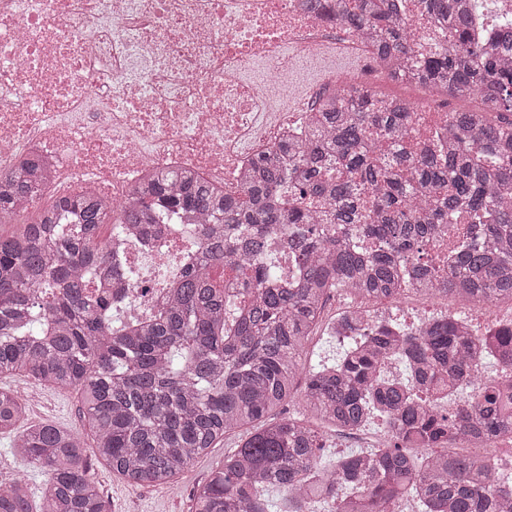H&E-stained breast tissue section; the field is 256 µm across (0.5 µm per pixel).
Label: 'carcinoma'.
Instances as JSON below:
<instances>
[{
    "instance_id": "1",
    "label": "carcinoma",
    "mask_w": 512,
    "mask_h": 512,
    "mask_svg": "<svg viewBox=\"0 0 512 512\" xmlns=\"http://www.w3.org/2000/svg\"><path fill=\"white\" fill-rule=\"evenodd\" d=\"M484 0H422L444 23L447 45L416 62L410 76L454 98L478 96L484 107L448 113L447 135L412 154L397 137L417 107H390L369 90L346 99L327 92L315 109L317 134L293 137L250 166L240 193H225L190 169L148 174L135 200L112 206L86 196L52 204L29 218L24 197L47 182L36 161L0 172V379L21 375L37 385L74 390L93 435L52 424L18 431L26 411L19 391L0 385V434L48 477L38 508L30 488H0V512H108L88 475L100 458L132 487L164 488L230 434L246 439L224 455L188 512H270L259 489H288L282 512H392L411 496L420 512H512V476L496 459L456 445L490 442L512 431V382L487 377L451 415L436 401L473 382L483 361L512 358V327L478 336L457 320L405 329L373 325L352 313L336 334L360 342L299 376L331 294L397 299L416 284L477 305L512 301V18L475 32ZM336 19L404 65L413 52L397 0H349ZM498 117H491L492 112ZM326 198L332 221L320 225L305 201ZM191 211L201 220L197 254L163 307L122 317L114 298L89 291L87 278L118 272L110 235L157 231L164 217ZM461 219L475 239L448 269L419 260L437 225ZM288 227L296 259L283 280L271 241ZM231 266L249 300L237 308L210 276ZM400 362L404 379L384 374ZM298 399L302 414L280 416ZM382 417L389 441L318 467L319 428L351 429ZM420 448L417 459L408 452Z\"/></svg>"
}]
</instances>
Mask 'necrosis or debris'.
I'll use <instances>...</instances> for the list:
<instances>
[{
    "label": "necrosis or debris",
    "instance_id": "obj_1",
    "mask_svg": "<svg viewBox=\"0 0 512 512\" xmlns=\"http://www.w3.org/2000/svg\"><path fill=\"white\" fill-rule=\"evenodd\" d=\"M403 6L415 55L441 50L420 0ZM332 49L391 81L374 43L303 0H0V171L37 158L47 195L92 188L116 206L156 168L237 190L260 154L306 128L317 94L364 86L333 69L306 95L289 81V55ZM197 232L175 216L152 245L118 241L138 276L133 316L172 288Z\"/></svg>",
    "mask_w": 512,
    "mask_h": 512
}]
</instances>
